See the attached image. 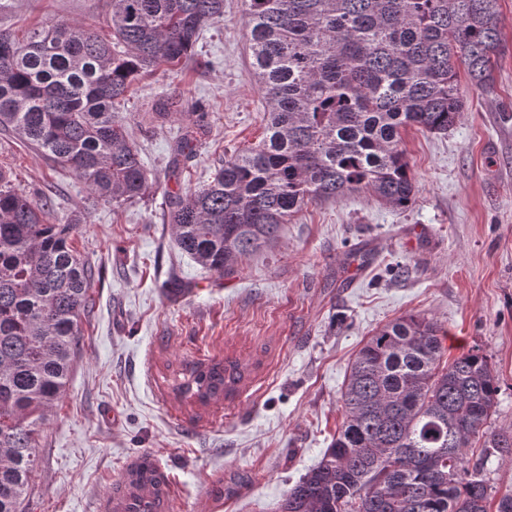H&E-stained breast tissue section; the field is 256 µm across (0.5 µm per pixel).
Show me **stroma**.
<instances>
[{
  "instance_id": "1",
  "label": "stroma",
  "mask_w": 512,
  "mask_h": 512,
  "mask_svg": "<svg viewBox=\"0 0 512 512\" xmlns=\"http://www.w3.org/2000/svg\"><path fill=\"white\" fill-rule=\"evenodd\" d=\"M110 9L111 0H0V29L63 21L104 35ZM500 12L495 94L464 86L448 134L404 136L412 206L364 192L309 205L275 249L227 278L182 254L163 217L166 191L203 188L225 157L265 135L241 0H224L195 55L142 77L117 106L162 184L149 198L118 208L95 200L70 170L0 134V167L16 189L84 214L74 245L97 272L25 512H94L142 455L174 485L175 512H279L343 421L340 391L363 339L408 314L442 327L446 360L474 348L487 356L500 378L489 424L512 434V0ZM195 104L210 131L170 170ZM357 248L370 251L369 265L347 267ZM171 278L190 292L168 297ZM225 357L246 368L234 397L202 406L176 394L186 365Z\"/></svg>"
}]
</instances>
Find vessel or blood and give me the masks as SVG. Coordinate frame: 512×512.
<instances>
[{
    "mask_svg": "<svg viewBox=\"0 0 512 512\" xmlns=\"http://www.w3.org/2000/svg\"><path fill=\"white\" fill-rule=\"evenodd\" d=\"M152 457L140 456L130 460L117 490L102 497L96 512H136L140 507H154L156 512H169L174 496L172 485L154 488L145 480V472L155 469Z\"/></svg>",
    "mask_w": 512,
    "mask_h": 512,
    "instance_id": "1",
    "label": "vessel or blood"
}]
</instances>
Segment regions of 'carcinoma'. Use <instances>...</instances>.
<instances>
[{
    "instance_id": "1",
    "label": "carcinoma",
    "mask_w": 512,
    "mask_h": 512,
    "mask_svg": "<svg viewBox=\"0 0 512 512\" xmlns=\"http://www.w3.org/2000/svg\"><path fill=\"white\" fill-rule=\"evenodd\" d=\"M224 0H112V39L59 23L0 29V131L69 168L115 207L159 187L115 112L141 76L195 53ZM266 136L224 160L213 180L167 193L177 248L229 277L277 244L316 203L365 191L396 209L414 201L403 146L409 128L448 134L463 112L461 76L491 93L504 37L499 0H243ZM185 127L173 165L206 134ZM15 191L0 168V512H24L40 437L64 395L95 270L71 245L81 217ZM444 334L421 314L363 341L340 393L344 420L280 512H488L476 439L512 459V435L490 429L499 376L471 350L441 364ZM245 370L198 364L181 393L229 398Z\"/></svg>"
}]
</instances>
